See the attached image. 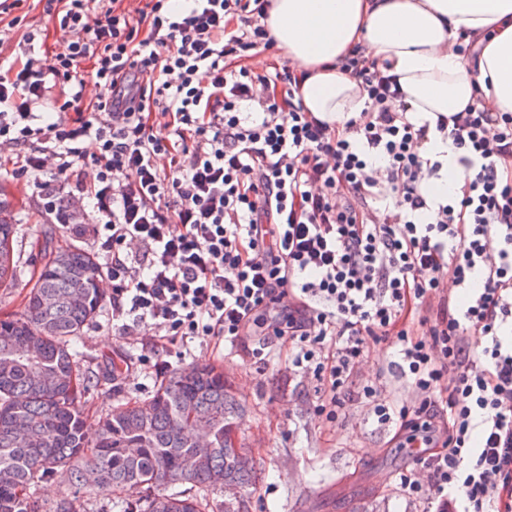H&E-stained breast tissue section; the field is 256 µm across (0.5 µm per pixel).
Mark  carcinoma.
I'll list each match as a JSON object with an SVG mask.
<instances>
[{
  "label": "carcinoma",
  "mask_w": 512,
  "mask_h": 512,
  "mask_svg": "<svg viewBox=\"0 0 512 512\" xmlns=\"http://www.w3.org/2000/svg\"><path fill=\"white\" fill-rule=\"evenodd\" d=\"M20 219L0 189V288L25 274L15 249ZM94 255L52 246L46 237L39 269L31 276L23 311L0 319V512H41L39 483L59 478L69 492L48 512H248L249 500L210 499L224 480L245 495L256 485L254 460L240 462L224 440L243 406L212 364H192L171 374L145 398L129 400L100 421L94 443L86 440L79 398L100 387L80 371L83 354L75 339L102 306ZM33 342L41 348L39 371L19 354ZM207 421L213 452L195 458L192 429ZM124 448H140L129 457ZM144 487V505L120 497L127 485Z\"/></svg>",
  "instance_id": "carcinoma-1"
}]
</instances>
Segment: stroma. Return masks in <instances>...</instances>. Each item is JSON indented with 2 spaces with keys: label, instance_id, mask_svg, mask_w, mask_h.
I'll list each match as a JSON object with an SVG mask.
<instances>
[{
  "label": "stroma",
  "instance_id": "obj_1",
  "mask_svg": "<svg viewBox=\"0 0 512 512\" xmlns=\"http://www.w3.org/2000/svg\"><path fill=\"white\" fill-rule=\"evenodd\" d=\"M21 26L0 29V62L11 64L44 58L63 36L45 11L43 0H26L19 10ZM0 187L20 212L24 246L52 236L55 246L77 245L94 253L100 266L109 259L94 232L96 217L84 209L80 223L60 225L49 214L31 182L0 170ZM103 313L84 327L77 340L93 371L111 360H125L126 369L114 387L87 396L88 437H95L101 414L110 412L123 396L151 394L161 372L147 364L150 346L145 336L122 334L112 327L110 276H102ZM390 342H373L355 370L336 422L327 423L313 409L314 387L289 367L285 351H277L265 374H257L239 347L215 349L197 338L168 354L170 371L194 363H210L224 372L245 410L238 434L252 448L257 487L252 512H420L421 503L408 500L395 485L396 475L410 464L407 449L398 447L396 426L377 423L373 402L361 399L364 385L377 390V400L413 405L415 389L391 365Z\"/></svg>",
  "mask_w": 512,
  "mask_h": 512
}]
</instances>
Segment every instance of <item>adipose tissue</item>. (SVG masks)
<instances>
[{"mask_svg":"<svg viewBox=\"0 0 512 512\" xmlns=\"http://www.w3.org/2000/svg\"><path fill=\"white\" fill-rule=\"evenodd\" d=\"M275 45L307 74L305 111L343 127L367 95L352 51L396 78L416 112L512 113V0H270Z\"/></svg>","mask_w":512,"mask_h":512,"instance_id":"ef3b65f1","label":"adipose tissue"}]
</instances>
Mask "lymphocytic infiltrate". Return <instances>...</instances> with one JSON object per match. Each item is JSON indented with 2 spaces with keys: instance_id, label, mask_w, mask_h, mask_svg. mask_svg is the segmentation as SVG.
Returning <instances> with one entry per match:
<instances>
[{
  "instance_id": "lymphocytic-infiltrate-1",
  "label": "lymphocytic infiltrate",
  "mask_w": 512,
  "mask_h": 512,
  "mask_svg": "<svg viewBox=\"0 0 512 512\" xmlns=\"http://www.w3.org/2000/svg\"><path fill=\"white\" fill-rule=\"evenodd\" d=\"M123 2L46 0L62 50L0 75L15 176L41 178L52 212L66 183L102 222L113 328L158 355L199 336L243 346L260 372L287 347L330 423L369 341L393 340L417 406L362 392L418 451L400 490L426 512H512V113L419 118L355 55L366 109L339 130L297 102L305 71L243 66L274 46L265 0ZM51 83L69 98L48 122ZM437 136L465 170L442 200L423 189Z\"/></svg>"
}]
</instances>
